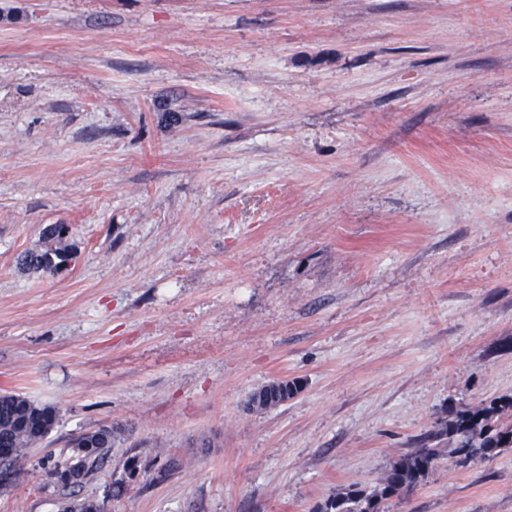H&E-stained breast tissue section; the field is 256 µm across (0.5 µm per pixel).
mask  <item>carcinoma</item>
Segmentation results:
<instances>
[{
	"label": "carcinoma",
	"mask_w": 512,
	"mask_h": 512,
	"mask_svg": "<svg viewBox=\"0 0 512 512\" xmlns=\"http://www.w3.org/2000/svg\"><path fill=\"white\" fill-rule=\"evenodd\" d=\"M68 254L66 247L28 251L18 259L20 268L54 271L51 258ZM299 392L296 381L278 380L253 394L256 406L267 408L285 402ZM512 409L511 400L452 410L438 418L428 430L413 440V450L392 461L381 483L371 490L354 487L328 500L321 512H384L386 501L411 493L434 469L443 449H450L460 464L490 460L512 448V423L501 422L504 412ZM58 423L56 410L38 404L19 393L0 394V489L10 488L19 475L28 450L40 444ZM117 432L110 427L81 434L72 447L87 448L80 459L69 464H54L48 475L67 490L92 478L112 448ZM58 512H105V503L95 498L61 494Z\"/></svg>",
	"instance_id": "cac0c4a2"
}]
</instances>
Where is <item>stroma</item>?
<instances>
[{
	"mask_svg": "<svg viewBox=\"0 0 512 512\" xmlns=\"http://www.w3.org/2000/svg\"><path fill=\"white\" fill-rule=\"evenodd\" d=\"M4 392L58 423L0 512L104 426L106 512H315L512 398V0H0ZM386 512H512V449ZM67 247H50L46 250L28 251L22 254L18 259V264L21 269L33 271H49L53 272L56 265L55 261L51 262V257L58 259L60 255L68 256ZM298 392L299 387L296 381H288V379L278 380L256 391L252 396V400L257 398L254 407L267 408L288 401Z\"/></svg>",
	"mask_w": 512,
	"mask_h": 512,
	"instance_id": "35a3bbf8",
	"label": "stroma"
}]
</instances>
